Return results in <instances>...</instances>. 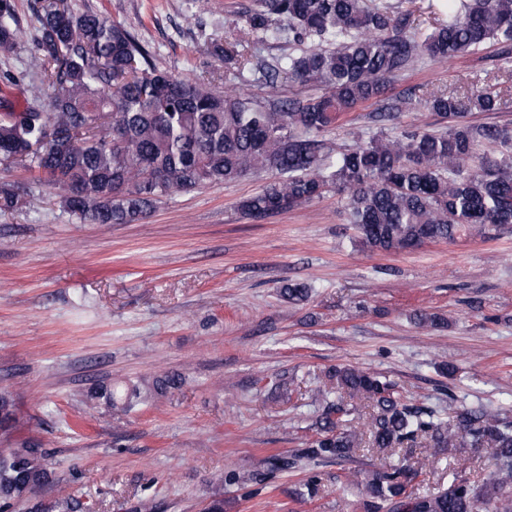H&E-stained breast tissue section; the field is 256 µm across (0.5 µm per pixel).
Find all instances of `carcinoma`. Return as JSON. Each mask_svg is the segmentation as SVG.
Returning a JSON list of instances; mask_svg holds the SVG:
<instances>
[{
  "mask_svg": "<svg viewBox=\"0 0 512 512\" xmlns=\"http://www.w3.org/2000/svg\"><path fill=\"white\" fill-rule=\"evenodd\" d=\"M429 8L438 11L435 26L408 33L413 11L380 0H255L247 30L271 33L292 51L269 61L245 56L237 41L215 39L212 53L224 70L188 77L160 69L155 52L122 23L73 0H38L30 57L37 82L21 111L0 116V163L36 171L83 224H129L174 192L272 171V183L238 204L253 219L301 208L335 187L371 250L485 235L512 224V125L466 119L502 109L493 88L430 92L420 105L452 120L439 133L383 128L340 152L322 138L365 104L374 106L372 121L392 120L407 101L386 97L387 87L423 57L450 62L495 46L496 60L512 61V0H431ZM21 38L14 0H0V58L13 57ZM246 70L264 78L265 101L242 87ZM281 78L313 84L318 93L284 102ZM24 207V193L0 185V211ZM281 294L299 303L309 288L289 283ZM328 378L333 386L308 447L269 458L271 470L338 462L366 444L403 455L399 465L350 481L368 512H512V421L463 406L448 417L354 367H338ZM181 386L174 375L118 382L75 400L92 417L103 406L129 411ZM362 400L366 415L358 413ZM17 423L13 400L1 397L0 431ZM20 447L28 452L0 448V512H11L32 487L53 483L43 449L29 441ZM416 448L432 456L489 448L492 471L481 485L454 474L445 490L416 495L408 491L419 475L409 463ZM80 505L72 495L58 496L42 512H77Z\"/></svg>",
  "mask_w": 512,
  "mask_h": 512,
  "instance_id": "obj_1",
  "label": "carcinoma"
}]
</instances>
